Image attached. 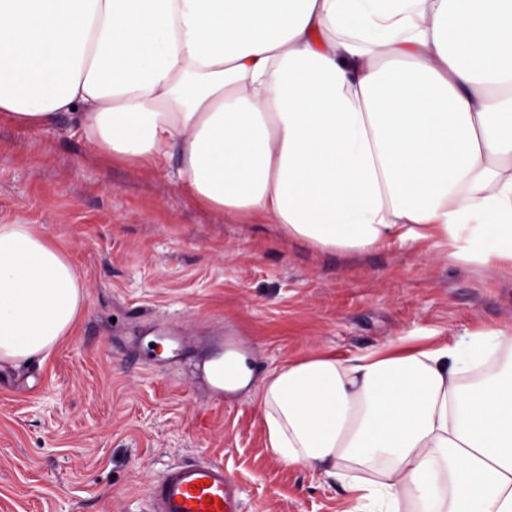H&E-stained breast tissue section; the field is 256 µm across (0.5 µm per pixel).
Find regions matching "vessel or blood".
Segmentation results:
<instances>
[{
  "mask_svg": "<svg viewBox=\"0 0 512 512\" xmlns=\"http://www.w3.org/2000/svg\"><path fill=\"white\" fill-rule=\"evenodd\" d=\"M147 496L149 512H242L237 481L223 464L206 459L170 466Z\"/></svg>",
  "mask_w": 512,
  "mask_h": 512,
  "instance_id": "obj_1",
  "label": "vessel or blood"
}]
</instances>
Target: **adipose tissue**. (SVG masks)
<instances>
[{
    "label": "adipose tissue",
    "mask_w": 512,
    "mask_h": 512,
    "mask_svg": "<svg viewBox=\"0 0 512 512\" xmlns=\"http://www.w3.org/2000/svg\"><path fill=\"white\" fill-rule=\"evenodd\" d=\"M68 114L201 204L355 254L433 238L512 268V0H0V117ZM80 276L0 224V360L51 352ZM512 332L267 374V446L348 512H512Z\"/></svg>",
    "instance_id": "ef3b65f1"
}]
</instances>
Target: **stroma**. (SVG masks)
<instances>
[{
  "label": "stroma",
  "instance_id": "1",
  "mask_svg": "<svg viewBox=\"0 0 512 512\" xmlns=\"http://www.w3.org/2000/svg\"><path fill=\"white\" fill-rule=\"evenodd\" d=\"M0 224H32L84 285L49 355L0 363V512H147L152 478L207 458L244 512H343L342 482L278 460L255 387L313 353L512 326V272L451 263L433 241L321 252L196 202L167 171L108 160L68 116L0 119ZM243 336L252 384L216 399L215 336Z\"/></svg>",
  "mask_w": 512,
  "mask_h": 512
}]
</instances>
